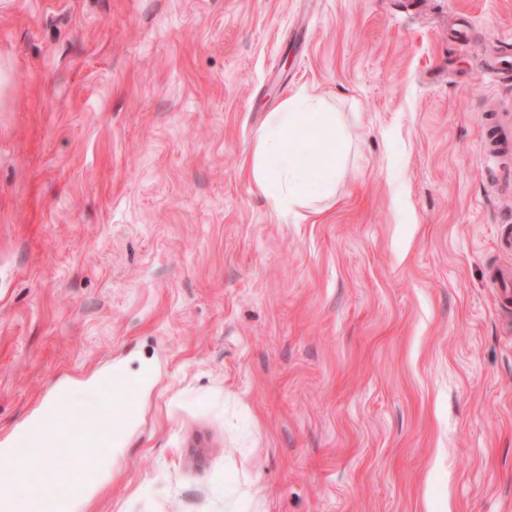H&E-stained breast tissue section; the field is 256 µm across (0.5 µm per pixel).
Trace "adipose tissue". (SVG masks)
Listing matches in <instances>:
<instances>
[{
  "label": "adipose tissue",
  "instance_id": "1",
  "mask_svg": "<svg viewBox=\"0 0 512 512\" xmlns=\"http://www.w3.org/2000/svg\"><path fill=\"white\" fill-rule=\"evenodd\" d=\"M306 133L303 146L292 147L287 134ZM342 134L337 113L327 101L308 89H299L279 111L269 113L257 133L247 170L250 179L278 213H294L311 206L302 192L311 174H319L325 193L336 184V143Z\"/></svg>",
  "mask_w": 512,
  "mask_h": 512
}]
</instances>
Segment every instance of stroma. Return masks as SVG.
<instances>
[{"instance_id": "35a3bbf8", "label": "stroma", "mask_w": 512, "mask_h": 512, "mask_svg": "<svg viewBox=\"0 0 512 512\" xmlns=\"http://www.w3.org/2000/svg\"><path fill=\"white\" fill-rule=\"evenodd\" d=\"M302 87L346 138L279 214ZM507 228L512 0H0V448L137 386L76 512H512ZM327 101L307 88L299 89L278 112L269 113L255 136L247 170L250 179L277 213H297L315 201L302 192L307 179L317 172L327 200L336 185V142L342 128L337 112H329ZM290 130L307 135L302 147L288 144ZM112 373L111 372H103L96 375L87 385H90L89 388L93 390H98L102 387L111 377L110 381L107 385L102 387L99 391L98 399L101 401H107L111 404L110 408L112 409L113 404H120L124 401L125 395L128 393L126 389V385L122 384L119 386L112 388Z\"/></svg>"}]
</instances>
